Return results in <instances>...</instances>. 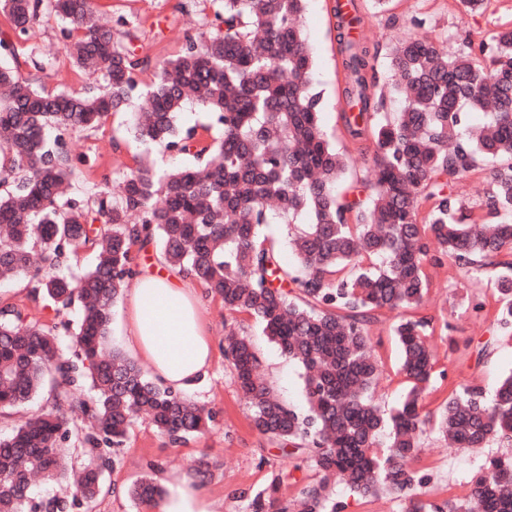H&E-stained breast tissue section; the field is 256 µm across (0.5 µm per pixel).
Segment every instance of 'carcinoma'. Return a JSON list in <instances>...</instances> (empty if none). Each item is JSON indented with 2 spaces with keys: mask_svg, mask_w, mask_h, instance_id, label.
Returning a JSON list of instances; mask_svg holds the SVG:
<instances>
[{
  "mask_svg": "<svg viewBox=\"0 0 512 512\" xmlns=\"http://www.w3.org/2000/svg\"><path fill=\"white\" fill-rule=\"evenodd\" d=\"M305 5L224 0L213 32L188 40L142 89L138 74L149 60L115 41L91 0H0V14L20 38L44 11L65 20L76 34L66 47L72 63L104 81L97 91L53 94L0 69V274L28 276L32 299L60 311L76 300L82 305L78 321L51 326L0 305V413L45 390L51 401L0 438V512H92L100 476L141 414L173 445L214 422L212 411L106 348L112 307L135 275V250L156 239L169 266L191 275L226 310L254 319L303 369L308 410L300 413L259 376L247 335H231L224 349L253 428L281 446L308 450L321 474L305 491L302 512H338L326 493L331 477L362 497L394 491L404 512H512V454L486 460L458 506L419 496L429 480L419 451L430 422L421 399L434 379L431 320L406 315L394 325L409 389L388 414L371 395L380 369L368 336L378 312L422 306L430 259L445 258L474 279L490 267L512 271V29L492 35L486 68L475 64L467 40L452 56L427 38L395 44L390 65L403 108L391 121L379 118L383 102L367 82L370 47L343 34L359 19L338 22L344 95L359 106L343 114L344 127L352 140L370 136L375 143L371 194L351 199L338 190L347 160L326 139L320 95L310 86ZM135 98V141L146 151L162 145L188 154L194 164L160 171L138 160L115 187L105 179L84 195L73 185L82 157L67 137L99 127ZM188 103L211 114L218 135L204 138L178 125ZM470 112L488 120L464 134ZM490 160L497 166L485 214L476 218L452 183ZM422 199L430 202L423 217ZM276 219L302 223L292 237L293 265L263 232ZM86 247L96 264L78 277L64 274ZM497 290L498 323L512 328V280H497ZM435 423L457 448L512 444V374L490 399L478 386L453 390ZM66 443L84 454L74 488L33 498L35 475L69 477ZM279 484L277 477L256 493L251 512H271ZM130 494L143 504L161 489L146 474Z\"/></svg>",
  "mask_w": 512,
  "mask_h": 512,
  "instance_id": "carcinoma-1",
  "label": "carcinoma"
}]
</instances>
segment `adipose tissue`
Instances as JSON below:
<instances>
[{
  "mask_svg": "<svg viewBox=\"0 0 512 512\" xmlns=\"http://www.w3.org/2000/svg\"><path fill=\"white\" fill-rule=\"evenodd\" d=\"M121 337L146 362L157 382L176 393L190 390L211 367L214 346L200 317L194 279L182 272H143L126 288ZM165 492L145 512H223L190 472L166 474Z\"/></svg>",
  "mask_w": 512,
  "mask_h": 512,
  "instance_id": "obj_1",
  "label": "adipose tissue"
}]
</instances>
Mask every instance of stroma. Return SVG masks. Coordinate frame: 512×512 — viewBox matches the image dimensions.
I'll use <instances>...</instances> for the list:
<instances>
[{"label":"stroma","instance_id":"35a3bbf8","mask_svg":"<svg viewBox=\"0 0 512 512\" xmlns=\"http://www.w3.org/2000/svg\"><path fill=\"white\" fill-rule=\"evenodd\" d=\"M363 20V34L377 54L367 77L375 93L381 94L385 110L397 114L402 101L393 94L389 52L402 37H424L447 52H455L462 39L480 42L496 30L512 27V0H485L473 12L462 0H355ZM95 8L107 22H114V38L160 64L176 55L186 36L209 31L223 0H94ZM336 0H308L303 19L304 33L313 57V88L321 94V125L327 139L348 159L342 185L345 191L365 197L373 171L372 142L354 144L346 135L340 114L344 108L341 91L344 73L336 43ZM67 26L56 17L43 16L28 37L19 39L7 19L0 15V39L12 42L14 52L0 50V66L16 67L18 76L50 92L99 88L103 80L79 72L64 51ZM70 146L85 157L77 186L93 191L103 179H117L133 167L140 153L159 169H170L189 162L190 157L155 147L143 151L129 130L125 113L109 115L94 130L74 133ZM430 290L419 313L432 320L434 332L428 342L436 356L438 378L423 395L424 412L436 413L452 388L470 384L493 391L497 382L512 373V338L497 322L500 307L494 284L502 272L489 269L479 280L470 278L451 262L427 263ZM27 278L0 280V304L8 302L25 308L30 320L40 324L59 322L61 316L46 303L32 302ZM201 316L209 329L217 353L207 375L189 391L188 399L216 414L215 422L202 435L186 444H170L148 420L132 424L128 438L119 448L113 469L106 472L103 490L94 512H144L129 491L143 476L147 463H154L155 474L187 471L207 463L211 477L207 491L224 502V512H248L249 495L280 478L276 512H299L303 490L319 480L304 452L288 453L278 444L260 436L251 426L250 408L239 390L222 348L229 331L244 330L252 341L261 363V374L274 393L285 403L306 411L302 368L284 356L251 321L225 310L221 300L203 296ZM396 313L381 311L368 334L380 366L375 392L384 409L396 407L403 399L407 383L399 371V357L392 328ZM512 452V445L495 442L485 448L457 450L448 446L435 426H428L421 437L420 460L431 474L421 490L423 499L443 502L462 500L469 493V481L485 460ZM328 492L339 502L340 512H402L397 495L381 493L370 498L352 494L336 480H329Z\"/></svg>","mask_w":512,"mask_h":512}]
</instances>
